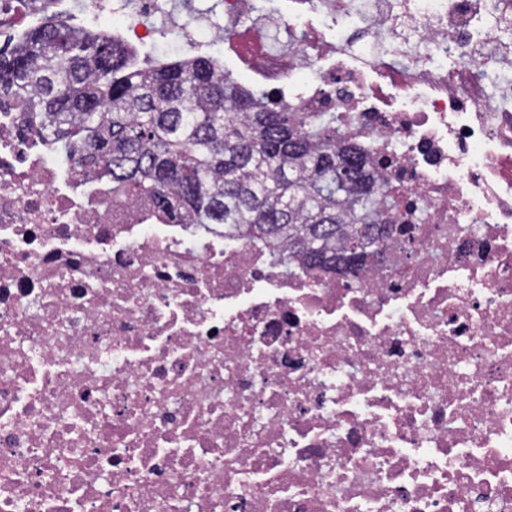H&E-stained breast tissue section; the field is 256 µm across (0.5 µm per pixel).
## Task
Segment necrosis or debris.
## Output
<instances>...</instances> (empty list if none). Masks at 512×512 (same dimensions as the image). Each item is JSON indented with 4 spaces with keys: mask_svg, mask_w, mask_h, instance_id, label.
Listing matches in <instances>:
<instances>
[{
    "mask_svg": "<svg viewBox=\"0 0 512 512\" xmlns=\"http://www.w3.org/2000/svg\"><path fill=\"white\" fill-rule=\"evenodd\" d=\"M81 0L227 45L394 202L353 275L77 182L0 109V512H512V0Z\"/></svg>",
    "mask_w": 512,
    "mask_h": 512,
    "instance_id": "1",
    "label": "necrosis or debris"
}]
</instances>
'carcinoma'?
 Returning <instances> with one entry per match:
<instances>
[{
    "mask_svg": "<svg viewBox=\"0 0 512 512\" xmlns=\"http://www.w3.org/2000/svg\"><path fill=\"white\" fill-rule=\"evenodd\" d=\"M2 103L77 158L75 178L107 175L176 224H222L326 272L359 266L387 234L368 221L390 200L361 148L211 57L146 62L54 15L0 47Z\"/></svg>",
    "mask_w": 512,
    "mask_h": 512,
    "instance_id": "1",
    "label": "carcinoma"
}]
</instances>
